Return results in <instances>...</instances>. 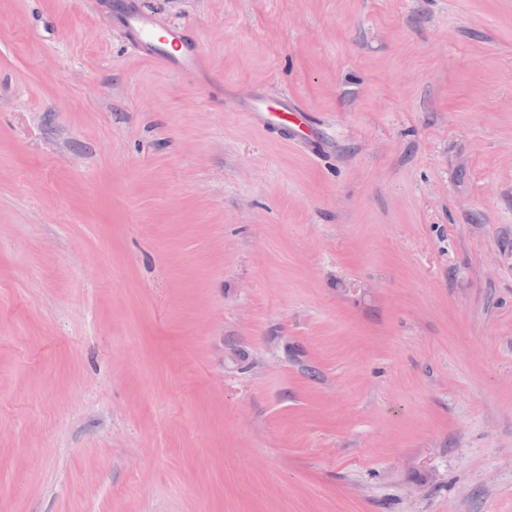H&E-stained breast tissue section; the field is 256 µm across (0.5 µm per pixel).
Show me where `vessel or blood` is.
<instances>
[{
    "label": "vessel or blood",
    "mask_w": 512,
    "mask_h": 512,
    "mask_svg": "<svg viewBox=\"0 0 512 512\" xmlns=\"http://www.w3.org/2000/svg\"><path fill=\"white\" fill-rule=\"evenodd\" d=\"M114 22L124 30L139 52L161 61L170 71H193L201 56L200 50L186 33L159 30L140 7H124L115 15ZM245 110L257 126L265 129L284 127L292 120L304 118L299 105L289 98L281 99L271 107L263 97L258 96L246 105Z\"/></svg>",
    "instance_id": "vessel-or-blood-1"
}]
</instances>
